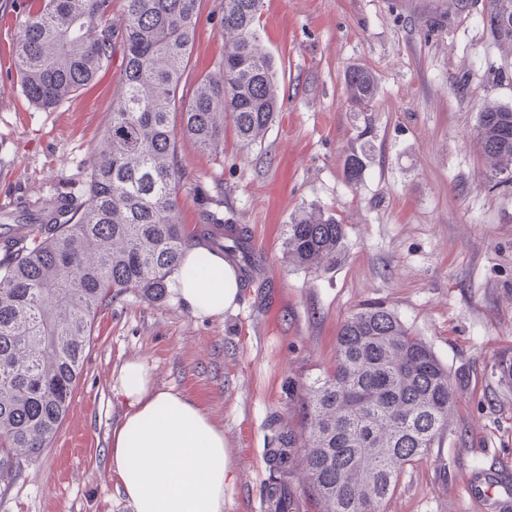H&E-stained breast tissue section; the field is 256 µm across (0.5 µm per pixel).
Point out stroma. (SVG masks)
Here are the masks:
<instances>
[{"instance_id":"obj_1","label":"stroma","mask_w":512,"mask_h":512,"mask_svg":"<svg viewBox=\"0 0 512 512\" xmlns=\"http://www.w3.org/2000/svg\"><path fill=\"white\" fill-rule=\"evenodd\" d=\"M30 3L0 0V224L24 200L84 197L123 73L114 55L78 97L34 107L12 54ZM222 7L203 0L183 94L224 52ZM490 10V0H264L275 121L250 150L229 133L223 155L182 140L177 160L181 222L209 209L249 225L269 288L204 320L173 281L162 301L130 292L102 308L68 413L48 448L0 479V512H132L107 463L129 361L223 429L224 512H261L269 438L297 423L289 381L330 366L341 323L370 305L394 312L461 381L450 429L402 475L386 512H482L469 475L512 472V378L498 371L512 357V184H498L476 133L484 105L512 107V47L484 25ZM354 67L376 78L372 111L348 106ZM354 150L364 167L353 183ZM308 207L346 226L341 260L317 273L290 264L285 245L286 224Z\"/></svg>"}]
</instances>
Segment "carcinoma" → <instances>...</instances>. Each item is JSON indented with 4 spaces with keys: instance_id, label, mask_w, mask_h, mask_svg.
<instances>
[{
    "instance_id": "cac0c4a2",
    "label": "carcinoma",
    "mask_w": 512,
    "mask_h": 512,
    "mask_svg": "<svg viewBox=\"0 0 512 512\" xmlns=\"http://www.w3.org/2000/svg\"><path fill=\"white\" fill-rule=\"evenodd\" d=\"M37 0L18 22L14 54L22 87L38 108L79 95L121 52L123 75L112 113L91 152L83 201L61 195L27 203L16 215L30 228L19 248L0 233V473L48 447L70 407L97 312L129 290L159 301L189 243L229 256L242 286L264 257L245 224L214 214L187 230L179 220L176 143L224 153L232 128L242 148L262 139L280 108L277 66L260 43L263 0H224V55L216 70L178 96L198 29L200 0ZM489 23L512 44V0H492ZM349 105L376 99L364 68L345 77ZM178 123H173V116ZM478 136L489 167L512 181V108L488 105ZM345 225L321 209L286 225L288 259L319 271L336 265ZM460 385L392 311L358 310L341 324L333 363L295 397L294 428L274 431L266 456L267 512H293L294 478L320 512H384L406 469L450 426Z\"/></svg>"
}]
</instances>
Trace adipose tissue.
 Instances as JSON below:
<instances>
[{
	"label": "adipose tissue",
	"instance_id": "ef3b65f1",
	"mask_svg": "<svg viewBox=\"0 0 512 512\" xmlns=\"http://www.w3.org/2000/svg\"><path fill=\"white\" fill-rule=\"evenodd\" d=\"M177 291L194 317H219L240 297L236 266L195 246L186 250ZM125 412L112 428L109 469L133 512H224L229 457L224 432L188 396L158 388L149 370L121 369Z\"/></svg>",
	"mask_w": 512,
	"mask_h": 512
}]
</instances>
